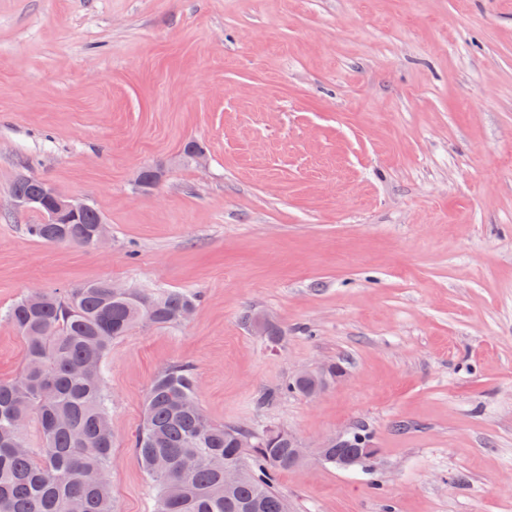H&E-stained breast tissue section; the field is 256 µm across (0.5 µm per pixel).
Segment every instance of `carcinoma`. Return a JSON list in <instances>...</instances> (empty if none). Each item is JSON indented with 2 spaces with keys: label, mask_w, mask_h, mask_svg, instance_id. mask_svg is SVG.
Listing matches in <instances>:
<instances>
[{
  "label": "carcinoma",
  "mask_w": 512,
  "mask_h": 512,
  "mask_svg": "<svg viewBox=\"0 0 512 512\" xmlns=\"http://www.w3.org/2000/svg\"><path fill=\"white\" fill-rule=\"evenodd\" d=\"M100 213L89 208L77 224H30L33 238L55 245H94ZM193 294L157 295L136 289L115 294L110 282L63 292L27 293L6 311L23 340L18 375L0 381V512H116L108 475L112 469V402L103 365L112 340L139 323L175 325ZM308 384L261 393L259 408L288 391L305 395ZM37 419L41 446L25 430ZM292 438L279 429L260 433L211 421L197 398L187 366H170L153 379L135 437V455L155 483V512H287L275 488L288 470ZM370 447L363 430L345 447ZM242 466L239 480L224 484V461Z\"/></svg>",
  "instance_id": "1"
}]
</instances>
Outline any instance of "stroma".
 <instances>
[{
	"instance_id": "1",
	"label": "stroma",
	"mask_w": 512,
	"mask_h": 512,
	"mask_svg": "<svg viewBox=\"0 0 512 512\" xmlns=\"http://www.w3.org/2000/svg\"><path fill=\"white\" fill-rule=\"evenodd\" d=\"M22 173L107 242L31 237ZM102 280L199 297L105 359L117 512L155 510L132 442L179 364L214 422L369 432L373 474L280 473L289 512H512V0H0V314ZM330 365H320L314 367H304L296 371L295 377L298 379L312 378L319 383L315 389L308 394V399H317L331 384L329 378ZM293 378L289 384L286 385L285 389H276L265 391L261 393L256 399V405L258 408H265L276 402L282 394L288 391L302 395L305 397V392L308 388V384Z\"/></svg>"
}]
</instances>
